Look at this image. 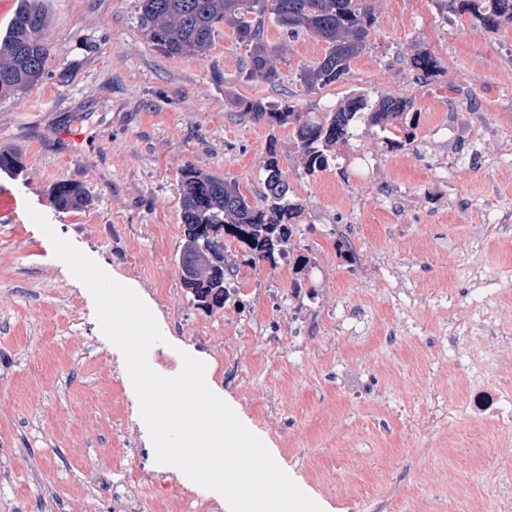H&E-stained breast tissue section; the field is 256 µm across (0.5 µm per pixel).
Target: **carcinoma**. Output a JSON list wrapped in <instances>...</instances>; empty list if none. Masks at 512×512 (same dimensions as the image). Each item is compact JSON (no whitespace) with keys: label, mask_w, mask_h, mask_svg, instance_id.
I'll list each match as a JSON object with an SVG mask.
<instances>
[{"label":"carcinoma","mask_w":512,"mask_h":512,"mask_svg":"<svg viewBox=\"0 0 512 512\" xmlns=\"http://www.w3.org/2000/svg\"><path fill=\"white\" fill-rule=\"evenodd\" d=\"M48 3L19 0L13 17L0 31V99L26 92L50 74ZM438 6L467 14L486 30L512 23V0H438ZM268 16L292 40L307 35L326 43L321 60L299 69L298 79L308 93L346 80L352 61L370 47L377 24L372 0H139L138 20L150 42L169 56L204 57L222 28L231 27L246 52L248 78L275 86L280 73L272 62L277 47L264 33ZM410 62L426 76L437 73V59L426 48L418 50ZM235 104L255 122L272 128L290 126L295 149L310 175L333 164L336 145L353 138L358 125L383 126L389 116L412 110L407 100L368 92L324 112L301 111L286 101L239 98ZM264 172L266 192L262 202L254 204L236 181L191 165L182 169V283L206 308H222L226 303L229 264L217 261L227 250L225 237L244 244L254 264H276V256L284 253L290 241L284 217H300L302 206L290 196L274 135L267 144ZM55 195L65 207L84 203L82 188L70 181L58 183Z\"/></svg>","instance_id":"carcinoma-1"}]
</instances>
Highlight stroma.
<instances>
[{
  "mask_svg": "<svg viewBox=\"0 0 512 512\" xmlns=\"http://www.w3.org/2000/svg\"><path fill=\"white\" fill-rule=\"evenodd\" d=\"M371 46L346 81L304 92L296 74L324 55V44L288 39L274 23L265 33L284 51L278 85L249 79L247 55L232 28L204 58L163 54L138 25V0H50L52 76L27 93L0 100V148L20 153V171L0 170V189L19 191L11 223H0V504L33 512H158L149 487L112 496L125 475L171 480L202 499L218 492L156 460L123 353L103 333L89 290L54 255L28 209L118 282L133 288L154 314L163 342L148 362L171 377L183 354L206 364L209 388L284 465L323 512H499L488 483L512 458V411L497 430L461 412L466 365L485 359L477 339L439 354L429 341L442 315L480 304L462 290L471 263L500 280V312L512 319V244L471 236L476 215L449 211L435 219L391 212L386 184L422 194L439 144L406 148L389 170L350 172L347 192L309 177L289 127L242 118L235 98L291 100L325 108L359 92L409 98L431 125L448 98L474 81L494 116L512 101V24L495 31L469 16L442 12L435 0H374ZM426 47L438 73L424 77L410 58ZM68 68V81L56 72ZM277 137L280 167L303 206L302 243L319 258L302 276L316 288V323L286 340V306L267 291L289 288L278 267L244 260L229 241L238 293L221 309H203L182 285L179 258L181 171L191 165L238 182L252 201L264 188L263 161ZM79 183L88 206L60 207L58 182ZM512 208V172L488 175L461 154L448 178L452 194L481 195L490 183ZM361 194L373 201L359 215L364 251L390 257L407 287L422 291L426 310H409L387 290L360 282L325 245L329 205ZM405 322L398 353L383 328ZM258 335L253 346L247 336ZM341 349H328V340ZM359 373L360 397L342 376ZM467 472L465 486L454 485Z\"/></svg>",
  "mask_w": 512,
  "mask_h": 512,
  "instance_id": "obj_1",
  "label": "stroma"
}]
</instances>
